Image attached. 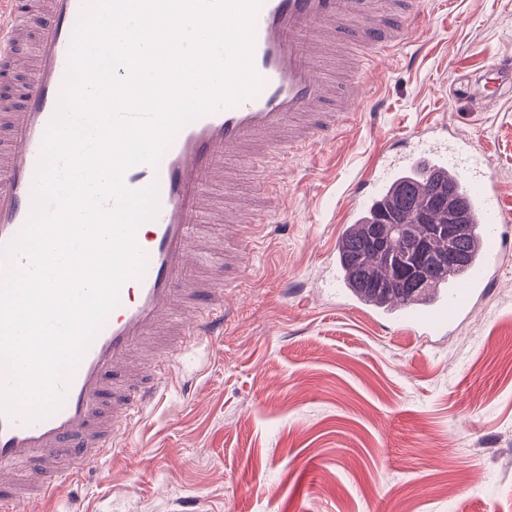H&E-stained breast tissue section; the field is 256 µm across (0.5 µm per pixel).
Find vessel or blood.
<instances>
[{
	"label": "vessel or blood",
	"instance_id": "obj_1",
	"mask_svg": "<svg viewBox=\"0 0 512 512\" xmlns=\"http://www.w3.org/2000/svg\"><path fill=\"white\" fill-rule=\"evenodd\" d=\"M84 0H0V72L9 102L0 121V248L16 239L31 212V191L44 135L63 89L69 52ZM429 22L423 0H260L252 64L259 91L182 127L158 165L141 163L125 185L159 188V211L135 240L142 276L126 280L117 306L71 374L63 404L33 424L0 414V512H26L55 497L64 483L127 440L148 406L159 401L169 370L188 339L223 336L233 310L221 278L201 275L210 227L243 232L248 212L224 207L215 183L242 168L282 172L294 158L334 138L368 93L367 63L387 57ZM493 86L482 75L460 76L475 106L512 93V55L493 64ZM406 148L382 161L354 187L349 216L377 212L404 173H441L468 203L475 255L458 277L420 301L372 302L390 328L424 338L444 335L483 295L512 234L488 174L470 142L405 135Z\"/></svg>",
	"mask_w": 512,
	"mask_h": 512
}]
</instances>
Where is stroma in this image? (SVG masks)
Segmentation results:
<instances>
[{
  "label": "stroma",
  "instance_id": "obj_1",
  "mask_svg": "<svg viewBox=\"0 0 512 512\" xmlns=\"http://www.w3.org/2000/svg\"><path fill=\"white\" fill-rule=\"evenodd\" d=\"M428 25L333 141L292 163L279 196L238 181L287 228L222 267L240 313L194 343L130 445L34 512H512V254L453 335L391 334L329 286L352 188L379 147L435 122L490 162L512 210V98L475 111L457 70L512 55V0H425Z\"/></svg>",
  "mask_w": 512,
  "mask_h": 512
}]
</instances>
